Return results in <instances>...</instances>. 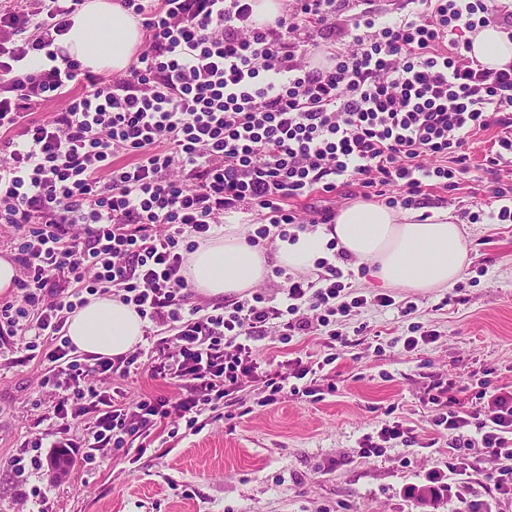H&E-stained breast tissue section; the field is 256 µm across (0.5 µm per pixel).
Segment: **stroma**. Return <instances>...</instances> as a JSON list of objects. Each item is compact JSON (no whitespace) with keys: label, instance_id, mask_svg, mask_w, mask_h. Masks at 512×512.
<instances>
[{"label":"stroma","instance_id":"35a3bbf8","mask_svg":"<svg viewBox=\"0 0 512 512\" xmlns=\"http://www.w3.org/2000/svg\"><path fill=\"white\" fill-rule=\"evenodd\" d=\"M484 170L457 189L431 187L429 208L453 214L476 199ZM468 262L445 288L395 287L390 307L370 303L338 318L352 346L327 366L335 393L324 400L288 396L198 434L172 439L143 456H108L84 468L71 462L44 470L45 512H458L456 499L428 495L429 477L448 473V440L429 421L428 374L454 380L461 402L473 372L491 386L512 384V223L488 217L464 224ZM415 307L405 316L400 308ZM434 343L407 351L413 328ZM261 367L285 369L295 357H324L322 335L254 341ZM39 363L0 360V512H32L20 502L7 459L27 439L45 437L52 394ZM393 418L413 429L416 446L363 458L358 444Z\"/></svg>","mask_w":512,"mask_h":512}]
</instances>
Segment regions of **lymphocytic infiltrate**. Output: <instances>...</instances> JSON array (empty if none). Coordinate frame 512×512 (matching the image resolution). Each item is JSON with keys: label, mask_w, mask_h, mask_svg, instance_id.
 I'll use <instances>...</instances> for the list:
<instances>
[{"label": "lymphocytic infiltrate", "mask_w": 512, "mask_h": 512, "mask_svg": "<svg viewBox=\"0 0 512 512\" xmlns=\"http://www.w3.org/2000/svg\"><path fill=\"white\" fill-rule=\"evenodd\" d=\"M379 22L371 0H292L274 23L253 0H123L145 38L129 67L105 75L63 58L58 46L83 0H0V243L22 270L0 297V356L44 367L59 400L52 447L81 465L129 447L146 452L169 418L198 434L215 413H251L241 390L261 385L260 406L285 395L322 400L316 366L261 370L252 339L289 341L322 331L336 360L350 341L337 317L394 297L367 298L319 261L317 278L274 267L284 302L255 290L194 302L182 270L227 214L254 211V247L287 239L309 219L316 193L351 189L390 208H420L432 186L456 189L469 172L470 138L496 128L483 161L512 158V64L495 69L459 39L488 25L512 31V11L491 0H409ZM352 13L350 29L336 18ZM44 58L41 68L26 65ZM57 102L50 119L37 118ZM112 294L147 321L149 349L78 353L67 321L91 297ZM142 372L177 384V398L124 402L119 380ZM435 433L476 434L491 473L483 512L512 496V385L479 387L472 406L433 380ZM20 447L8 466L24 500L43 501L33 475L54 466Z\"/></svg>", "instance_id": "f902f5d3"}]
</instances>
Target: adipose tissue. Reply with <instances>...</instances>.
<instances>
[{
  "label": "adipose tissue",
  "instance_id": "ef3b65f1",
  "mask_svg": "<svg viewBox=\"0 0 512 512\" xmlns=\"http://www.w3.org/2000/svg\"><path fill=\"white\" fill-rule=\"evenodd\" d=\"M470 55L483 65L512 63V37L490 25L469 33ZM142 32L119 0H85L60 45L64 54L97 72L120 73L130 65ZM367 262L386 287L414 289L451 285L462 272L467 245L448 211H433L425 220L416 214L398 217L372 202L351 204L337 214L332 227L300 231L295 241L277 240L273 255L246 245L236 227L225 228L190 254L185 274L202 296L239 295L252 288L270 265L307 273L334 251ZM144 321L134 308L109 295L94 298L68 320V335L78 351L120 356L143 337Z\"/></svg>",
  "mask_w": 512,
  "mask_h": 512
}]
</instances>
